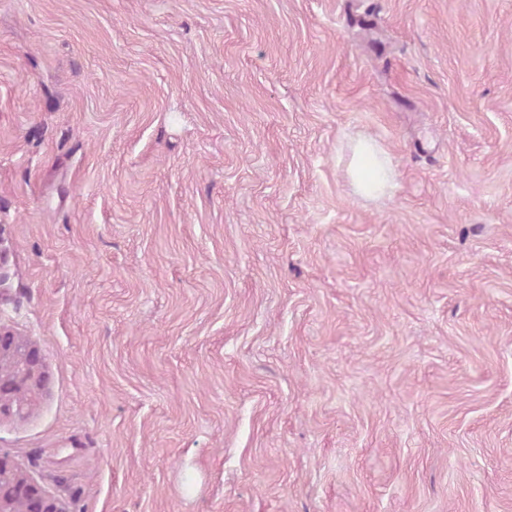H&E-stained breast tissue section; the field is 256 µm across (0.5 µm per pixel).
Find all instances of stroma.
Masks as SVG:
<instances>
[{"mask_svg":"<svg viewBox=\"0 0 512 512\" xmlns=\"http://www.w3.org/2000/svg\"><path fill=\"white\" fill-rule=\"evenodd\" d=\"M0 275L77 512H512V0H0ZM381 158L369 145L360 143L354 150L350 174L355 189L372 197L384 187L391 194L397 187V172L386 153L379 150Z\"/></svg>","mask_w":512,"mask_h":512,"instance_id":"1","label":"stroma"}]
</instances>
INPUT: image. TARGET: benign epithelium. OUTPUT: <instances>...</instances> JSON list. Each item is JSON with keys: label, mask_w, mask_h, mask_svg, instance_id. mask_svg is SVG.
I'll return each mask as SVG.
<instances>
[{"label": "benign epithelium", "mask_w": 512, "mask_h": 512, "mask_svg": "<svg viewBox=\"0 0 512 512\" xmlns=\"http://www.w3.org/2000/svg\"><path fill=\"white\" fill-rule=\"evenodd\" d=\"M43 381L39 349L0 325V418L26 414ZM0 480L11 487L10 493L0 495V512H71L5 453H0Z\"/></svg>", "instance_id": "1"}]
</instances>
